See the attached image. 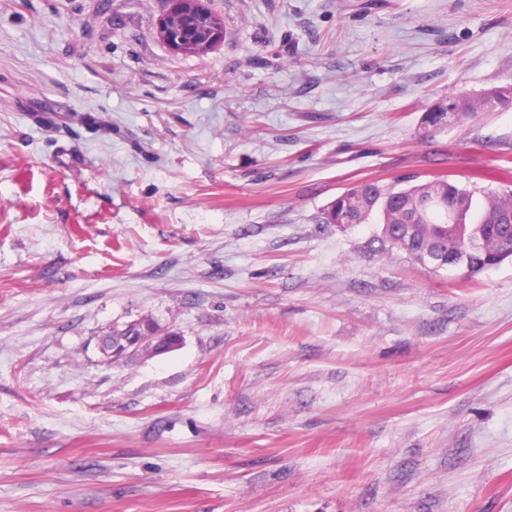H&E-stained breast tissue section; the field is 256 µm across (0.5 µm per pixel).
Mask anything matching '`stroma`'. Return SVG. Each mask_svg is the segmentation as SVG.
Here are the masks:
<instances>
[{"mask_svg":"<svg viewBox=\"0 0 512 512\" xmlns=\"http://www.w3.org/2000/svg\"><path fill=\"white\" fill-rule=\"evenodd\" d=\"M0 0V512H512V260L449 282L360 180L512 187V0ZM144 316L170 352L108 362ZM170 8L164 14L159 24V31L162 39L169 48L177 53H187L189 46L187 41L191 38L186 37L182 30L171 25L170 20L176 15L200 17L208 16L209 9L205 5V0H169ZM512 102V88L495 90L480 96L465 92L450 94L434 103L429 112L423 114L419 127V136L427 140L450 124L448 115H452V124L476 121L484 112H494Z\"/></svg>","mask_w":512,"mask_h":512,"instance_id":"stroma-1","label":"stroma"}]
</instances>
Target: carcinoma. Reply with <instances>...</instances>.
I'll list each match as a JSON object with an SVG mask.
<instances>
[{
  "label": "carcinoma",
  "instance_id": "carcinoma-1",
  "mask_svg": "<svg viewBox=\"0 0 512 512\" xmlns=\"http://www.w3.org/2000/svg\"><path fill=\"white\" fill-rule=\"evenodd\" d=\"M512 102V88L480 96L465 92L440 98L423 114L419 136L427 140L453 123L476 121ZM415 175L394 179L385 186L377 180L361 181L336 197L327 208L328 224H363L373 213L380 214L382 241L394 245L389 234L411 225L412 246L408 254L419 259L421 251H453L464 254L468 239L482 241L480 252L468 255L463 278L471 280L512 257V191L490 192L482 204L474 193L447 175L414 183ZM456 216V226L448 228V213Z\"/></svg>",
  "mask_w": 512,
  "mask_h": 512
}]
</instances>
